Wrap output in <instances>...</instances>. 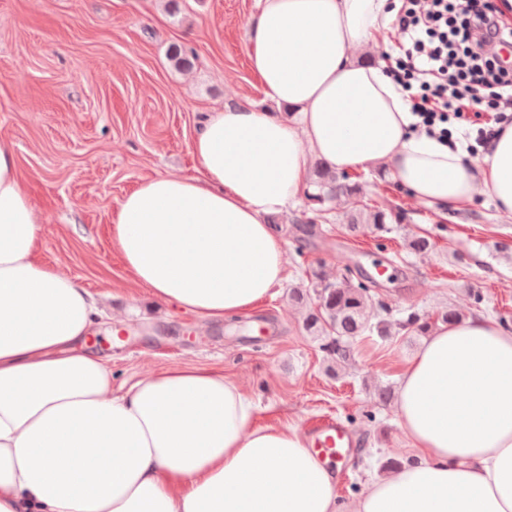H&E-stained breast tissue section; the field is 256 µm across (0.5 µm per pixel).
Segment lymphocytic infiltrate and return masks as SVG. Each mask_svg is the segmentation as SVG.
<instances>
[{"mask_svg": "<svg viewBox=\"0 0 512 512\" xmlns=\"http://www.w3.org/2000/svg\"><path fill=\"white\" fill-rule=\"evenodd\" d=\"M399 54L390 68L418 126L448 140L449 124L473 127L484 146L512 121V63L499 47L512 44L492 0H401Z\"/></svg>", "mask_w": 512, "mask_h": 512, "instance_id": "lymphocytic-infiltrate-1", "label": "lymphocytic infiltrate"}]
</instances>
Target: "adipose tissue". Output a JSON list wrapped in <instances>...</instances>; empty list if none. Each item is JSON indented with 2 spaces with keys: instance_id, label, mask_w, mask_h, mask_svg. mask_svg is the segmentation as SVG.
<instances>
[{
  "instance_id": "obj_1",
  "label": "adipose tissue",
  "mask_w": 512,
  "mask_h": 512,
  "mask_svg": "<svg viewBox=\"0 0 512 512\" xmlns=\"http://www.w3.org/2000/svg\"><path fill=\"white\" fill-rule=\"evenodd\" d=\"M390 0H258L255 103L203 114L194 175H159L122 200L113 238L161 302L210 319L245 314L287 275L266 224L305 187L310 158L383 167L440 215L489 193L512 214V124L477 161L415 130L388 63L371 53ZM41 227L0 140V512H512V330L439 325L405 362L396 411L410 457L339 504L337 481L289 426L211 367L166 368L121 395L77 343L95 300L36 257Z\"/></svg>"
}]
</instances>
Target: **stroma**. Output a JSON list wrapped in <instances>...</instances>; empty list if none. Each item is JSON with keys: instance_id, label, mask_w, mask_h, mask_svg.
Instances as JSON below:
<instances>
[{"instance_id": "35a3bbf8", "label": "stroma", "mask_w": 512, "mask_h": 512, "mask_svg": "<svg viewBox=\"0 0 512 512\" xmlns=\"http://www.w3.org/2000/svg\"><path fill=\"white\" fill-rule=\"evenodd\" d=\"M256 10L257 0H0V139L42 222L39 261L102 300L80 346L107 362L113 393L161 368L203 363L250 395L256 426L302 431L338 417L360 443L339 472L338 493L349 499L384 462L409 455L395 402L380 394L397 390L423 339L360 336L351 359L336 361L326 337L305 327L318 307L316 277L364 282L374 260L392 271L372 290L391 319L414 311L434 321L454 309L512 328V214L485 193L444 219L382 171H354L350 183L385 212L387 231L348 233L351 198L318 211L301 194L270 218L288 278L253 310L210 320L156 300L126 269L113 219L144 179L194 173L191 140L204 112L262 100L247 46ZM175 45L191 50L188 67L171 62ZM418 237L429 252L409 250ZM360 252L369 261H357ZM297 286L304 301L291 296Z\"/></svg>"}]
</instances>
